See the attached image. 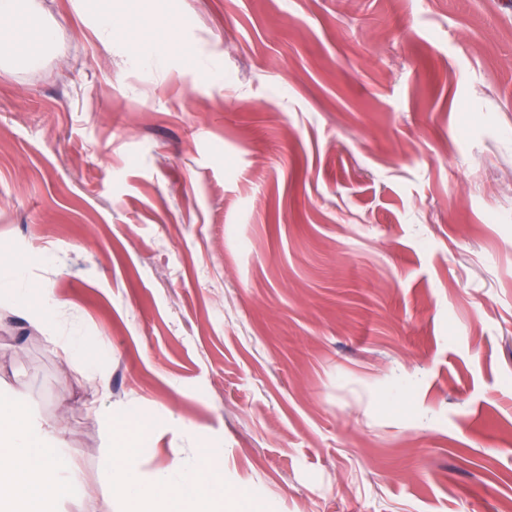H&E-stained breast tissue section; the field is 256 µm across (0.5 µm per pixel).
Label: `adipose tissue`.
<instances>
[{
    "mask_svg": "<svg viewBox=\"0 0 512 512\" xmlns=\"http://www.w3.org/2000/svg\"><path fill=\"white\" fill-rule=\"evenodd\" d=\"M0 18L19 19L18 34L0 37V62H32L53 42L28 0H0ZM218 449L203 448L172 470L142 480L137 453L114 448L102 479L117 490L127 512H214L224 498L215 466ZM77 465L58 434L31 414L21 393L0 399V512H61L77 492Z\"/></svg>",
    "mask_w": 512,
    "mask_h": 512,
    "instance_id": "adipose-tissue-1",
    "label": "adipose tissue"
}]
</instances>
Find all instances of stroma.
<instances>
[{"label":"stroma","mask_w":512,"mask_h":512,"mask_svg":"<svg viewBox=\"0 0 512 512\" xmlns=\"http://www.w3.org/2000/svg\"><path fill=\"white\" fill-rule=\"evenodd\" d=\"M35 6L51 49L0 67V393L77 462L65 512H121L123 440L146 478L222 449L224 512H504L512 0H112L108 47L94 0Z\"/></svg>","instance_id":"1"}]
</instances>
